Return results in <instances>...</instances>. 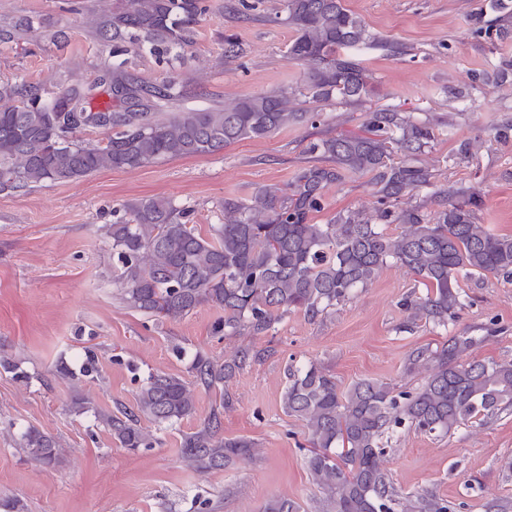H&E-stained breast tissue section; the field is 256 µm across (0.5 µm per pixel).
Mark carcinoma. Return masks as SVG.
<instances>
[{
	"label": "carcinoma",
	"mask_w": 512,
	"mask_h": 512,
	"mask_svg": "<svg viewBox=\"0 0 512 512\" xmlns=\"http://www.w3.org/2000/svg\"><path fill=\"white\" fill-rule=\"evenodd\" d=\"M489 10L496 23L477 17L473 37L490 46L512 40V0H490ZM207 11L204 0H127L93 24L106 46L147 43L167 54L191 41L194 25ZM272 21L294 30L288 55L312 65L306 83L222 108L180 111L158 120L156 114L181 96L180 83L171 78L149 84L120 65L104 66L97 79V85L112 90V102L103 106L92 105V89L82 83L46 97L34 85L0 82V191L220 152L303 121L306 112L288 108L291 95L353 102L367 94V77L347 50L374 36L344 0H280ZM29 29L26 18L0 24V43L17 45ZM365 125L368 136L340 134L311 144L309 151L321 163L302 169L289 187H263L249 202L224 199V223L213 225L208 236L188 224V211L171 200H138L130 207V219L108 230L121 263L124 302L161 319L182 318L209 304L223 313L215 332L245 330L259 336L290 309L318 317L394 264L426 288L425 294L404 300L410 318L446 327L464 307L459 276L494 274L512 280V235L478 223L477 192L454 191L461 199L431 219L416 208L398 207L403 197L430 184V168L413 159L425 152L432 131L391 109L367 113ZM85 128L102 131L105 142L76 140ZM391 144L407 160L393 161ZM347 173L371 176L374 212L313 223L311 215L324 209L325 190ZM380 221L397 224L400 231L386 233ZM476 341L454 335L435 350L417 351L410 364H424L428 376L421 385L398 392L377 380L341 390L314 364L288 366L283 406L303 424L312 445L307 470L327 492L330 512H452L453 505L431 491L398 494L382 468V440L402 428L447 436L512 411V361L463 362ZM255 358L249 349L222 363L199 354L192 365L194 384L218 389ZM194 410L190 386L163 374L140 387L135 409L118 407L100 420L121 447L136 450L154 443L142 420L174 424ZM220 415L214 409L182 439L183 458L201 472L252 452L251 441L219 434ZM21 448L46 466L64 457L58 440L37 428L23 433ZM264 512H300V505L274 499Z\"/></svg>",
	"instance_id": "cac0c4a2"
}]
</instances>
